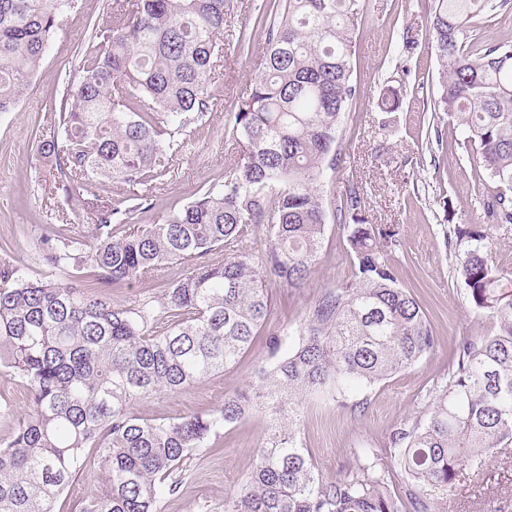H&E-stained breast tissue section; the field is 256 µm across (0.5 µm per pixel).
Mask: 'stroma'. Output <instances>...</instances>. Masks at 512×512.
<instances>
[{
	"instance_id": "obj_1",
	"label": "stroma",
	"mask_w": 512,
	"mask_h": 512,
	"mask_svg": "<svg viewBox=\"0 0 512 512\" xmlns=\"http://www.w3.org/2000/svg\"><path fill=\"white\" fill-rule=\"evenodd\" d=\"M429 9L428 0H368L365 24L351 59L357 94L341 133L344 160L338 168L325 170L320 193L331 210L348 182H361L368 188L372 222L400 225L404 246L391 259L400 268L404 286L427 313L436 347L415 366L376 386L361 415L321 402L305 411L299 436L326 478L343 473L355 449L385 447L400 423L426 410L429 392L447 383L460 340L492 330L490 321L473 311L463 282L452 269L445 247L449 223L435 204L438 195H447L455 210L453 222L458 224L473 222L479 215L474 202L476 163L457 149L456 129H449L450 141L443 151L434 154L429 148L430 100L437 93L439 69L434 50L425 42ZM111 18L112 0H78L77 8L62 18L52 35L19 103L11 111L0 112V241L10 245L9 250H0V267L59 278L58 270L42 266L39 259L37 243L47 228L82 232L95 223L101 206L125 203L124 185L108 180L91 193L67 197L57 189L36 151L40 140L60 132L59 116L69 103L68 90L79 76L81 51L93 26L105 25ZM405 30L420 46L414 55L399 61L395 41ZM263 42V30L255 29L252 53L228 55L224 80L213 89L216 109L172 151L169 174L154 189L149 208L134 213V223H162L172 202L190 201L198 190L223 182L230 152L224 127L246 85L259 75L256 60ZM388 85L400 89L402 99L399 110L391 114L377 106L381 89ZM183 273V265L171 264L132 285L111 289L112 304L121 308L144 295L163 301ZM350 274L343 237L336 224H327L308 284L301 289L279 281L270 284L267 330L294 327L313 297ZM267 357L263 340H256L235 367L178 393L145 398L135 410L146 418H178L220 408L225 397L253 380ZM29 404L30 395L20 380L0 373V440L12 437ZM268 425L263 413L250 414L221 430L209 447L193 452L180 488L161 499V512H224L225 496L250 473ZM489 455V472L461 474L447 495L438 499L435 512H512V446L491 449ZM104 489L96 469H86L58 497L55 510L81 512L86 500Z\"/></svg>"
}]
</instances>
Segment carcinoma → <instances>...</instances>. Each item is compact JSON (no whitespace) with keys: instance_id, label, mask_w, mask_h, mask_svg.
Segmentation results:
<instances>
[{"instance_id":"carcinoma-1","label":"carcinoma","mask_w":512,"mask_h":512,"mask_svg":"<svg viewBox=\"0 0 512 512\" xmlns=\"http://www.w3.org/2000/svg\"><path fill=\"white\" fill-rule=\"evenodd\" d=\"M77 0H0V112H9L39 67L59 18ZM512 0H431L428 42L440 71L431 103L443 145L445 122L458 148L476 154L482 181L476 224L453 223L437 203L446 248L474 311L493 332L456 349L448 384L423 415L403 422L385 448H357L344 475L324 478L297 435L309 405L331 397L362 413L369 392L417 364L435 337L401 282L393 252L398 224L368 216L366 187L351 181L335 207L351 276L321 292L293 327L266 345L271 361L247 388L210 413L145 419L134 405L177 393L232 368L265 333L266 283L303 288L321 250L326 209L318 186L336 169L343 119L357 94L351 80L362 0H272L261 74L228 121L224 182L161 224H129L132 209L98 211L86 233L40 239L53 267L96 272L97 291L69 277L0 272V368L30 393L29 412L0 442V512H53V503L97 462L105 491L82 512H157L182 483L191 451L258 409L270 425L245 481L224 512H434L459 474L487 469L490 448L512 445V274L493 260L491 231L512 230V44L475 45L470 33ZM231 0H113L112 21L92 29L81 76L60 114L61 138L37 144L66 195L105 179L128 198L167 175V151L213 111V87L228 51L250 44L229 29ZM391 88L379 108L395 112ZM224 252L220 261L201 257ZM186 266L164 302L143 297L112 307L108 289L168 264ZM404 486L394 485L392 465Z\"/></svg>"}]
</instances>
